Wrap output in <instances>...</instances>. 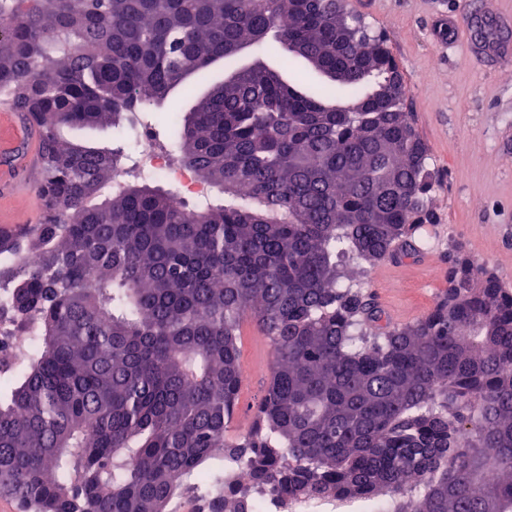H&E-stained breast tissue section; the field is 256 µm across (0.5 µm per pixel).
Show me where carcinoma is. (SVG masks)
I'll use <instances>...</instances> for the list:
<instances>
[{
	"instance_id": "cac0c4a2",
	"label": "carcinoma",
	"mask_w": 512,
	"mask_h": 512,
	"mask_svg": "<svg viewBox=\"0 0 512 512\" xmlns=\"http://www.w3.org/2000/svg\"><path fill=\"white\" fill-rule=\"evenodd\" d=\"M352 18L343 0H0V102L39 115L48 207L37 262L0 235L18 257L0 309L38 327L21 367L0 358L1 494L32 512H177L212 485L208 512H512V290L450 254L433 308L391 327L353 287L349 260L420 241L434 175L389 51ZM249 48L168 133L224 203L174 208L133 171L103 195L120 155L64 131L134 126ZM295 59L318 85L288 80ZM246 320L273 366L233 436Z\"/></svg>"
}]
</instances>
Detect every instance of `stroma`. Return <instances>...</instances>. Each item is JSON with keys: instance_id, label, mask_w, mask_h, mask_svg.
Returning <instances> with one entry per match:
<instances>
[{"instance_id": "obj_1", "label": "stroma", "mask_w": 512, "mask_h": 512, "mask_svg": "<svg viewBox=\"0 0 512 512\" xmlns=\"http://www.w3.org/2000/svg\"><path fill=\"white\" fill-rule=\"evenodd\" d=\"M381 37L408 89L411 118L429 148L435 213L425 237L434 265L405 260L359 274L358 287L398 323L423 316L446 286L444 256L456 245L512 282V60H489L455 36L469 5L485 21L512 17V0H347Z\"/></svg>"}]
</instances>
